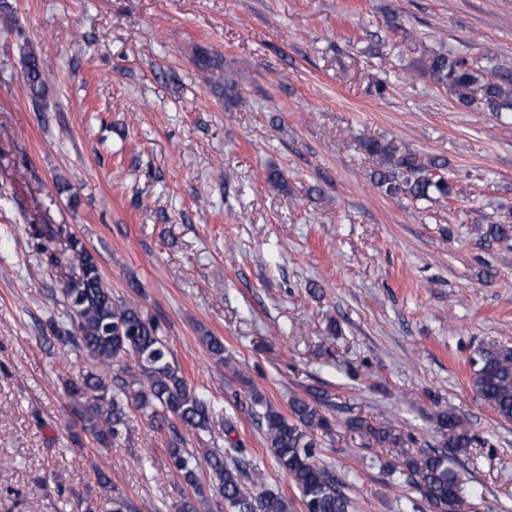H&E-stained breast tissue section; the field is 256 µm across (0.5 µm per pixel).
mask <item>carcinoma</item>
<instances>
[{"mask_svg": "<svg viewBox=\"0 0 512 512\" xmlns=\"http://www.w3.org/2000/svg\"><path fill=\"white\" fill-rule=\"evenodd\" d=\"M420 74L448 90L462 107L482 103L499 118L512 115V69L495 66L490 73L474 67L453 52L423 49ZM22 72L31 101L45 99L48 73L33 51L22 55ZM366 153L378 160L373 182L388 196L412 201L450 198L454 186L443 176L448 162L423 157L392 140H366ZM479 239L508 241L512 225L475 227ZM69 264L78 276L67 282L62 294L72 315L70 327L49 324L52 337L85 353L92 368L68 382L77 397L74 414L83 433L101 443H114L128 427L130 406L150 412L155 427H173L178 421L186 430H205L216 414L214 403L191 388L158 327L139 309L112 299L95 256L77 239L69 241ZM469 385L474 395L504 421H512V347L483 342L469 360ZM314 402L293 399L285 415L260 397L256 417L264 425L267 448L280 469L299 490L306 512H348L350 500L342 492L336 472L319 464L315 428L327 426L320 407L331 405L324 392ZM350 430L365 429L380 441L391 440V429H375L364 419L349 418ZM441 435L438 447L409 463L413 484L423 492L432 512H454L461 505L465 482L458 469L456 452L470 448L473 438L464 422L448 409L436 415ZM247 449L233 445L205 455L211 481L224 497L228 512H288V502L262 488L259 473L246 460ZM171 474L184 483L199 484L200 462L186 448L168 449Z\"/></svg>", "mask_w": 512, "mask_h": 512, "instance_id": "obj_1", "label": "carcinoma"}]
</instances>
